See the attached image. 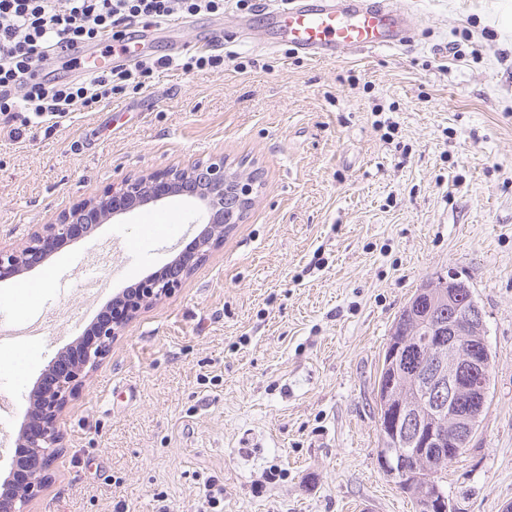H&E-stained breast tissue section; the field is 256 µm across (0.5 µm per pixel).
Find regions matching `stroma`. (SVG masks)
<instances>
[{
	"mask_svg": "<svg viewBox=\"0 0 512 512\" xmlns=\"http://www.w3.org/2000/svg\"><path fill=\"white\" fill-rule=\"evenodd\" d=\"M262 0L146 28L141 58L210 54L142 93L0 137V244L125 177L223 159L259 171L243 223L131 321L59 422L33 512H415L377 463L374 385L395 318L437 273L467 283L497 358L473 445L448 468L456 512L512 503V0H392L413 38L313 61L242 37ZM173 198L0 283L8 474L29 394L113 295L200 228ZM111 268L96 269L101 254ZM214 482L217 503L203 505ZM176 66L183 70L191 71L194 69H211L217 72H223L224 55L221 54H203L185 57Z\"/></svg>",
	"mask_w": 512,
	"mask_h": 512,
	"instance_id": "1",
	"label": "stroma"
}]
</instances>
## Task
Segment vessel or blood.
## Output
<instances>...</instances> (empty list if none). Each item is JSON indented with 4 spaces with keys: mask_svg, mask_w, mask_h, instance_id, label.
<instances>
[{
    "mask_svg": "<svg viewBox=\"0 0 512 512\" xmlns=\"http://www.w3.org/2000/svg\"><path fill=\"white\" fill-rule=\"evenodd\" d=\"M266 19L278 42L312 59L395 49L409 32L388 0H287Z\"/></svg>",
    "mask_w": 512,
    "mask_h": 512,
    "instance_id": "b4317fda",
    "label": "vessel or blood"
}]
</instances>
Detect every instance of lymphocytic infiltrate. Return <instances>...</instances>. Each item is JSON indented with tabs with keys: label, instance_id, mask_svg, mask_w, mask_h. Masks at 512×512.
<instances>
[{
	"label": "lymphocytic infiltrate",
	"instance_id": "f902f5d3",
	"mask_svg": "<svg viewBox=\"0 0 512 512\" xmlns=\"http://www.w3.org/2000/svg\"><path fill=\"white\" fill-rule=\"evenodd\" d=\"M223 11L224 0H0V113L62 118L78 104L138 93L171 59L115 65L52 87L42 72L52 57L78 67L80 49L103 33L122 42L126 26L138 22Z\"/></svg>",
	"mask_w": 512,
	"mask_h": 512
}]
</instances>
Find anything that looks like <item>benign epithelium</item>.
I'll list each match as a JSON object with an SVG mask.
<instances>
[{
    "instance_id": "obj_1",
    "label": "benign epithelium",
    "mask_w": 512,
    "mask_h": 512,
    "mask_svg": "<svg viewBox=\"0 0 512 512\" xmlns=\"http://www.w3.org/2000/svg\"><path fill=\"white\" fill-rule=\"evenodd\" d=\"M260 191L256 174L229 172L221 159L154 170L124 178L59 213L51 222L37 227L22 250L0 249L2 282L31 270L93 228L172 195L189 199L205 217V228L190 250L170 262L168 273L148 276L115 298L109 318L98 320L89 333L50 362L44 376L52 377V382L46 385L41 380L36 384L18 436L17 447L26 449V453L16 460L15 467L24 469L26 477L20 483H0V512H30L32 501L51 478L54 463L65 448L59 420L90 373L108 356L114 339L143 308L181 284L221 240L217 232L226 224L242 222ZM475 328H485L479 305L463 306L450 297L448 324L432 322L426 328H417L412 340H393L389 345L394 369L421 377L423 401L432 404L435 424L425 431L406 415L396 420L393 430L396 447L411 449L422 461L433 460L450 438L469 437L483 410L485 354L468 339ZM463 398L467 406L461 410L458 404Z\"/></svg>"
}]
</instances>
